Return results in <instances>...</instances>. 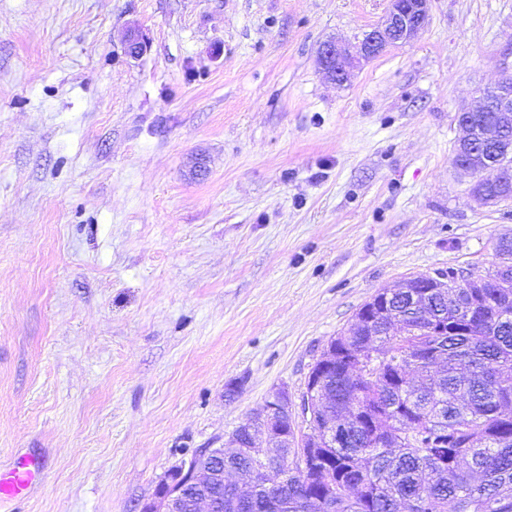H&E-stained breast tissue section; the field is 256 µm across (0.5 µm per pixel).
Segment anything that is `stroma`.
I'll list each match as a JSON object with an SVG mask.
<instances>
[{
	"label": "stroma",
	"mask_w": 512,
	"mask_h": 512,
	"mask_svg": "<svg viewBox=\"0 0 512 512\" xmlns=\"http://www.w3.org/2000/svg\"><path fill=\"white\" fill-rule=\"evenodd\" d=\"M388 0H0V512H142L378 291L487 274L454 116L512 72V0L326 82ZM136 30V58L125 35ZM429 282L428 286H422L421 288H444L448 289L451 287H454L452 284L449 283L448 285V274L445 276L441 275H418V276H412L407 279H404L403 281L399 282L397 285H395L393 288H386L385 291H381L380 294H383L386 297H391L397 293L400 292H407L406 288H409L410 290H416L417 288H413V283L417 282ZM33 479V472L25 469H11L0 474V498H23L27 494Z\"/></svg>",
	"instance_id": "stroma-1"
}]
</instances>
